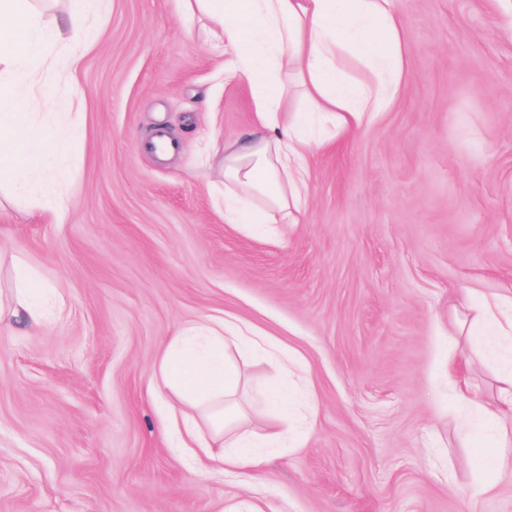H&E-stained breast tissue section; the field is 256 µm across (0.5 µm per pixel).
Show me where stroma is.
Here are the masks:
<instances>
[{"label": "stroma", "instance_id": "stroma-1", "mask_svg": "<svg viewBox=\"0 0 512 512\" xmlns=\"http://www.w3.org/2000/svg\"><path fill=\"white\" fill-rule=\"evenodd\" d=\"M394 5L407 82L366 130L312 153L306 208L264 238L212 203L224 144L255 112L209 20L182 0H108L55 88L62 112L84 94L64 223L0 189V265L24 255L64 296L46 326L0 327V512H512V447L485 496L471 449L512 341L459 328L469 301L512 296V11ZM160 125L178 143L162 161L140 148ZM224 314L297 352L310 381L307 441L245 481L192 469L150 390L176 326ZM240 371L250 425L279 426L263 354Z\"/></svg>", "mask_w": 512, "mask_h": 512}]
</instances>
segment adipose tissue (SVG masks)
<instances>
[{
  "instance_id": "obj_1",
  "label": "adipose tissue",
  "mask_w": 512,
  "mask_h": 512,
  "mask_svg": "<svg viewBox=\"0 0 512 512\" xmlns=\"http://www.w3.org/2000/svg\"><path fill=\"white\" fill-rule=\"evenodd\" d=\"M45 25L29 0H0V141L11 140L26 152L18 161L0 157V180L28 186L38 159L66 153L78 123L58 129L29 122L30 110L52 113L55 98L42 92L43 78L59 59L77 66L88 43L77 37L83 16L94 15L95 0ZM188 15L209 17L211 40L224 49V76L246 81L252 92L255 128L224 145V192L215 206L224 221L253 230L263 224H291L309 199V155L326 144L319 128L336 133L368 128L387 111L407 79V44L394 0H184ZM359 58L367 73L359 80L345 71L346 56ZM299 79L307 105L284 111L282 96L270 85L283 75ZM12 301L0 304V324L23 318L41 327L48 303L62 296L44 287L36 269L22 256L10 269ZM264 351L278 383L262 399L288 409L289 381L301 364L296 355L253 327L207 316L177 326L151 374L157 398L183 406L170 416L165 432L176 435L198 463H220L236 470L259 461L262 449L281 444L285 435H259L236 426L240 388L238 357ZM501 402L484 408L482 419L496 433L478 453L492 467L512 442V425L503 420L512 409V373L500 380Z\"/></svg>"
}]
</instances>
